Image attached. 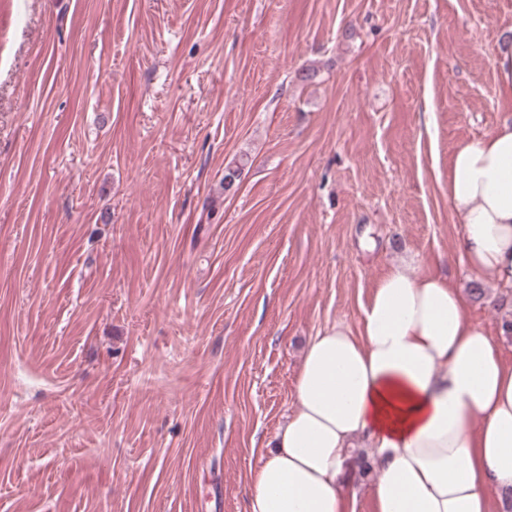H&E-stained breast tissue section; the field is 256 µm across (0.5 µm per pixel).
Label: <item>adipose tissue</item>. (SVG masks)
I'll return each instance as SVG.
<instances>
[{"instance_id": "obj_1", "label": "adipose tissue", "mask_w": 512, "mask_h": 512, "mask_svg": "<svg viewBox=\"0 0 512 512\" xmlns=\"http://www.w3.org/2000/svg\"><path fill=\"white\" fill-rule=\"evenodd\" d=\"M448 203L473 281L512 288V123L460 145ZM392 263L359 325L312 336L296 409L246 488V512H349L361 439L377 467L374 512H490L512 493V363L439 272Z\"/></svg>"}]
</instances>
